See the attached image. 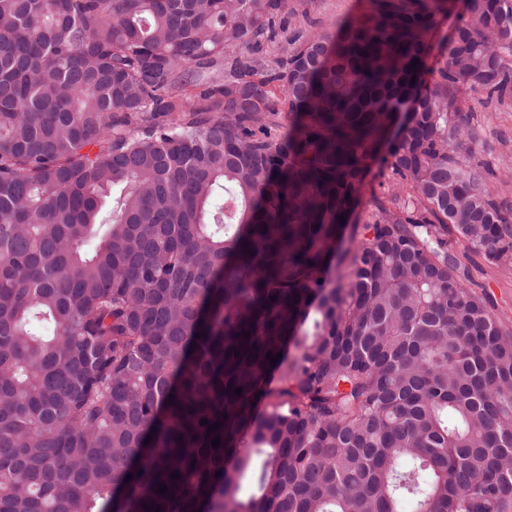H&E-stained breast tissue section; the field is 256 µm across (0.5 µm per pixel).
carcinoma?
Segmentation results:
<instances>
[{
    "instance_id": "1",
    "label": "carcinoma",
    "mask_w": 512,
    "mask_h": 512,
    "mask_svg": "<svg viewBox=\"0 0 512 512\" xmlns=\"http://www.w3.org/2000/svg\"><path fill=\"white\" fill-rule=\"evenodd\" d=\"M441 2L0 0V512H509L512 332L448 239L512 269L460 99H512V0L427 85ZM370 5L371 0H288L285 19L291 32L333 33L345 19L368 13ZM395 186L393 177L387 169L380 173L378 167H374L366 178L353 219L358 217L361 224L368 221L374 209V197L385 198L386 196L383 193L387 194L389 188L394 190Z\"/></svg>"
}]
</instances>
